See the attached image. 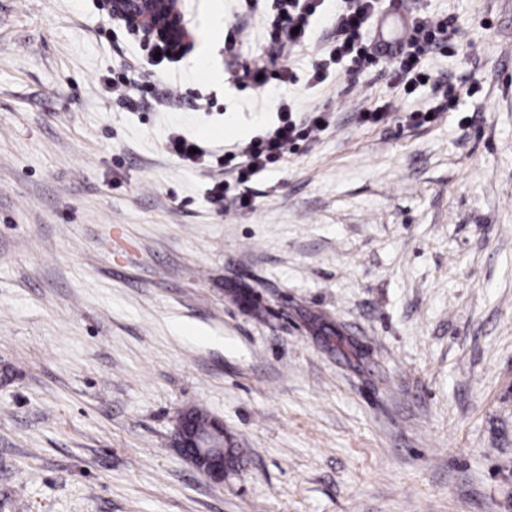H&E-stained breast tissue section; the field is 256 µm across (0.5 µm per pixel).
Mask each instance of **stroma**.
I'll list each match as a JSON object with an SVG mask.
<instances>
[{
  "label": "stroma",
  "mask_w": 512,
  "mask_h": 512,
  "mask_svg": "<svg viewBox=\"0 0 512 512\" xmlns=\"http://www.w3.org/2000/svg\"><path fill=\"white\" fill-rule=\"evenodd\" d=\"M179 7L160 63L101 0H0V512H512V0L382 11L378 43L454 17L430 65L460 111L407 123L429 93L382 71L297 83L329 126L249 209L166 140L275 122L261 21ZM128 64L152 97L113 92ZM188 408L243 450L223 483L173 446Z\"/></svg>",
  "instance_id": "stroma-1"
}]
</instances>
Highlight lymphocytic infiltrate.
I'll list each match as a JSON object with an SVG mask.
<instances>
[{
	"label": "lymphocytic infiltrate",
	"instance_id": "lymphocytic-infiltrate-1",
	"mask_svg": "<svg viewBox=\"0 0 512 512\" xmlns=\"http://www.w3.org/2000/svg\"><path fill=\"white\" fill-rule=\"evenodd\" d=\"M245 4L249 12L266 15L265 42L253 59L249 76L253 89L273 86L282 89L276 123L236 152L197 149L195 140L177 132L171 133L166 141L168 152L186 166L232 173L233 181L213 183L210 198L212 202L220 203L231 193L241 207L246 204L249 196L246 186L253 177L283 166L290 155L307 148L316 132L327 125L326 116L321 111L310 113L306 119H298L299 102L285 94L284 89L302 80L289 63L279 62V55L303 46L313 24L326 14L330 17L332 41L323 58L311 65L302 82L315 88L324 84L334 72L357 79L367 77L380 62L379 50L368 32L382 6L381 0H336L331 9L327 8L326 0H245ZM453 24L451 16L423 12L415 15L408 25L407 36L393 58L388 77L407 97L415 90L428 88L432 102L428 109L409 111L407 121L422 125L428 117L437 118L442 113L460 109L461 94L456 85L435 76L425 65L431 55L447 53L448 31Z\"/></svg>",
	"mask_w": 512,
	"mask_h": 512
}]
</instances>
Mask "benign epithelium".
<instances>
[{
	"label": "benign epithelium",
	"instance_id": "benign-epithelium-1",
	"mask_svg": "<svg viewBox=\"0 0 512 512\" xmlns=\"http://www.w3.org/2000/svg\"><path fill=\"white\" fill-rule=\"evenodd\" d=\"M112 18L126 26L163 39L170 48L181 51L191 43L190 34L181 20L178 0H108ZM232 437L224 431V423L209 419L206 431L193 425L190 410L176 419L174 446L181 449L192 466L215 484L224 483L228 469L224 467V448Z\"/></svg>",
	"mask_w": 512,
	"mask_h": 512
}]
</instances>
